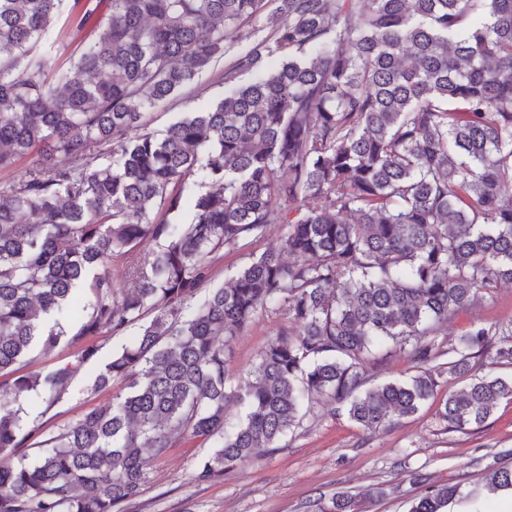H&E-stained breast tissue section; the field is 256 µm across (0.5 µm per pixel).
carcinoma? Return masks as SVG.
Returning <instances> with one entry per match:
<instances>
[{"mask_svg": "<svg viewBox=\"0 0 512 512\" xmlns=\"http://www.w3.org/2000/svg\"><path fill=\"white\" fill-rule=\"evenodd\" d=\"M62 2L0 0V171L29 163L0 192V512H113L179 436L213 441L197 472L211 479L279 447L319 404L385 428L434 396L422 365L447 353L449 373H472L443 403L449 426L512 401V379L473 372L512 361V322L435 343L512 283V0H278L273 44L225 73L255 79L159 135L147 111L225 57L266 0H85L80 50L54 69L35 47ZM199 174L191 223H172ZM273 224L280 248L248 254L186 313L220 253ZM144 241L158 250L137 261ZM60 310L69 323L45 326ZM276 310L287 323L228 388L218 339ZM132 325L94 382L123 390L29 457L41 426L23 431L22 403L53 404L96 349L47 372L22 358ZM387 345L419 367L370 387L366 363ZM233 404L244 418L229 430ZM485 487L512 491V468L489 467ZM460 494L434 485L410 512ZM317 507L362 512L344 494Z\"/></svg>", "mask_w": 512, "mask_h": 512, "instance_id": "obj_1", "label": "carcinoma"}]
</instances>
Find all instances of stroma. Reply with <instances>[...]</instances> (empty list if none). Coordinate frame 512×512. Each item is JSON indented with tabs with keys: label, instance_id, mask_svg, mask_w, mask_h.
Here are the masks:
<instances>
[{
	"label": "stroma",
	"instance_id": "obj_1",
	"mask_svg": "<svg viewBox=\"0 0 512 512\" xmlns=\"http://www.w3.org/2000/svg\"><path fill=\"white\" fill-rule=\"evenodd\" d=\"M229 64V59H221L153 108L150 131L161 132L181 113L204 112L221 101L228 86L220 74ZM285 321L284 312H271L260 316L246 334L224 338L229 386L245 381L268 339ZM511 321L512 284H505L451 319L440 337L458 336L474 325ZM137 333L131 327L94 338L96 355L58 401L49 407L38 399L25 402V425L40 424L49 436L89 408L111 402L122 383L113 381L97 391L94 379L113 352L129 345ZM430 367L440 374L437 397L388 429L369 433L347 415L319 408L288 434L283 447L208 481L198 480L196 473L211 455L212 442L186 440L152 463L141 494L121 504L119 512H312L317 500L339 493L355 495L363 512H408L428 486L450 482L469 491L482 484L492 458L512 466V403H501L483 428L451 429L438 413L442 396L461 389L465 381L449 374L446 358Z\"/></svg>",
	"mask_w": 512,
	"mask_h": 512
}]
</instances>
